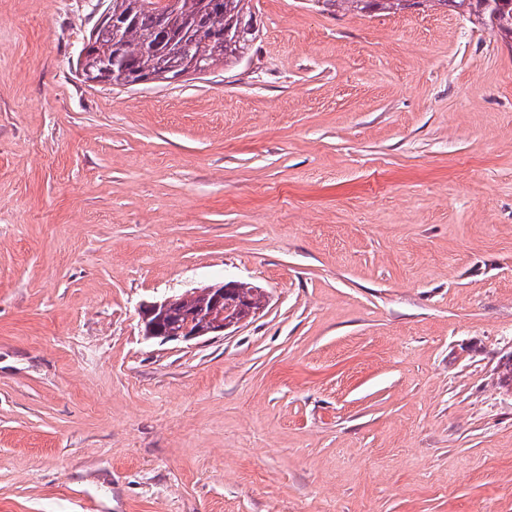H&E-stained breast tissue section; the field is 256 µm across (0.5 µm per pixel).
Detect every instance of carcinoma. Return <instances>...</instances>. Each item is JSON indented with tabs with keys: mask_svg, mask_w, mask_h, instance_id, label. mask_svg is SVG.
I'll list each match as a JSON object with an SVG mask.
<instances>
[{
	"mask_svg": "<svg viewBox=\"0 0 512 512\" xmlns=\"http://www.w3.org/2000/svg\"><path fill=\"white\" fill-rule=\"evenodd\" d=\"M349 1L359 11L408 9L436 6L445 12L466 10L504 40L512 39V0H324L339 6ZM250 0H178L174 14L167 19L170 30L159 29L156 10L143 0H110L106 12L122 24L120 35L113 26L98 24L89 34L96 45V60L107 67L116 58L123 62L124 82L169 79L186 71V61L197 58L210 70L222 63H238L256 38ZM224 32V49L212 41ZM239 300L256 307L263 303L258 288L246 283L235 289Z\"/></svg>",
	"mask_w": 512,
	"mask_h": 512,
	"instance_id": "cac0c4a2",
	"label": "carcinoma"
}]
</instances>
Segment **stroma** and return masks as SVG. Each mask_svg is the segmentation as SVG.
<instances>
[{
    "label": "stroma",
    "instance_id": "stroma-1",
    "mask_svg": "<svg viewBox=\"0 0 512 512\" xmlns=\"http://www.w3.org/2000/svg\"><path fill=\"white\" fill-rule=\"evenodd\" d=\"M109 2L0 0V512H512V46L252 0L237 65L88 82ZM247 283L238 284L235 281L229 283L218 282L203 287L187 291L178 298L175 296L165 297L160 300L146 302L140 308L141 324L143 326V335L148 339L159 340L162 343L170 341L190 342L201 339L206 336H221L224 332L245 323L254 317L263 303L264 296L258 292V288L248 286ZM231 288H235V296L241 302L251 304H241L234 309L232 301L224 300ZM199 294L209 299V314L207 318L198 323L191 317H187L182 323L181 329L174 333L167 328V322L175 315L176 305ZM254 306H253V305Z\"/></svg>",
    "mask_w": 512,
    "mask_h": 512
}]
</instances>
